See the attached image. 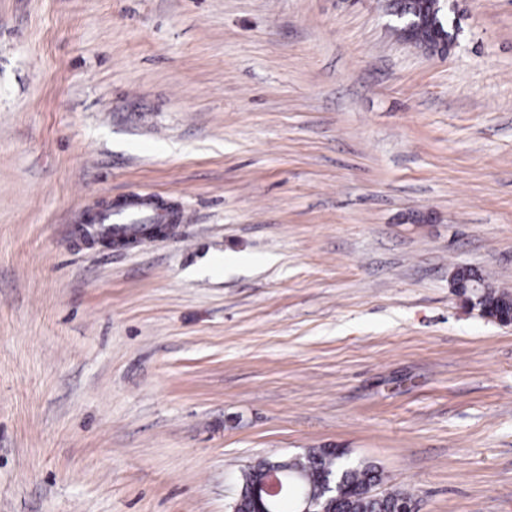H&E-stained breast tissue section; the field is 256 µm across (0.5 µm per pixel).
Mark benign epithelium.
<instances>
[{"mask_svg":"<svg viewBox=\"0 0 512 512\" xmlns=\"http://www.w3.org/2000/svg\"><path fill=\"white\" fill-rule=\"evenodd\" d=\"M77 235L89 242L108 247H131L137 240L121 235L105 236L95 231L92 219L76 226ZM453 288L465 303L479 306L487 293L489 283L465 274H453ZM295 456L270 459L267 467L257 476L252 487L255 500L253 512H280L282 501L287 499L291 512H342L338 504L343 497V476L334 472L323 475L319 490L314 491L292 473L290 464Z\"/></svg>","mask_w":512,"mask_h":512,"instance_id":"1","label":"benign epithelium"}]
</instances>
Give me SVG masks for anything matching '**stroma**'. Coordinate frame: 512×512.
Listing matches in <instances>:
<instances>
[{
	"mask_svg": "<svg viewBox=\"0 0 512 512\" xmlns=\"http://www.w3.org/2000/svg\"><path fill=\"white\" fill-rule=\"evenodd\" d=\"M0 0V512H228L307 448L512 512V0ZM188 215L75 235L132 195ZM400 4L414 14L417 20L412 41L407 43L418 47H429L428 43L434 32L439 31L444 36H448L450 21L443 0H389L387 7L390 11ZM96 224H93L92 215H90L85 224H78L75 228L77 235L83 240L89 242L101 243L108 247H131L137 243V240L121 235L105 236L94 230ZM457 270L452 276L453 288L458 293V295L464 300L465 303L472 305L474 307H478L483 316L493 320L496 323H499L503 326H511L512 325V292L502 289L504 292L498 293V296L495 295V291L491 289V293H488L487 288H494L491 284L489 287V283L484 280H476L468 275L459 274ZM485 296L486 303L489 306H493L495 308H499V304L497 302V298H499L500 305L505 309L507 305L510 306V313L506 315L505 313H494L490 314L487 310H483L482 306L479 304L483 300V296Z\"/></svg>",
	"mask_w": 512,
	"mask_h": 512,
	"instance_id": "obj_1",
	"label": "stroma"
}]
</instances>
